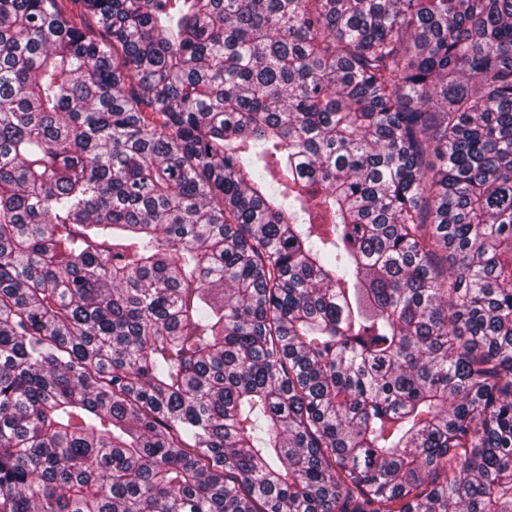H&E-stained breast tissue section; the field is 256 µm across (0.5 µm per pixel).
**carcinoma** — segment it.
Masks as SVG:
<instances>
[{
	"instance_id": "1",
	"label": "carcinoma",
	"mask_w": 512,
	"mask_h": 512,
	"mask_svg": "<svg viewBox=\"0 0 512 512\" xmlns=\"http://www.w3.org/2000/svg\"><path fill=\"white\" fill-rule=\"evenodd\" d=\"M0 512H512V0H0Z\"/></svg>"
}]
</instances>
